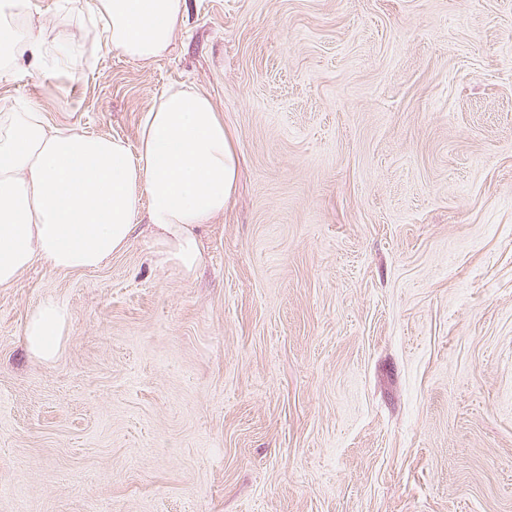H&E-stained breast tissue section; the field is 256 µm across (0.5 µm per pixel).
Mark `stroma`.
I'll return each instance as SVG.
<instances>
[{"instance_id": "stroma-1", "label": "stroma", "mask_w": 512, "mask_h": 512, "mask_svg": "<svg viewBox=\"0 0 512 512\" xmlns=\"http://www.w3.org/2000/svg\"><path fill=\"white\" fill-rule=\"evenodd\" d=\"M33 5L71 64L0 113L133 145L191 86L239 175L192 277L140 235L0 287V512H512V0H190L147 64ZM67 320L68 311L65 305L52 298L42 302L25 325L27 349L44 361L53 360L60 350Z\"/></svg>"}]
</instances>
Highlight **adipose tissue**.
<instances>
[{"instance_id":"ef3b65f1","label":"adipose tissue","mask_w":512,"mask_h":512,"mask_svg":"<svg viewBox=\"0 0 512 512\" xmlns=\"http://www.w3.org/2000/svg\"><path fill=\"white\" fill-rule=\"evenodd\" d=\"M186 0H91L98 41L131 60L166 53ZM46 65L31 0H0V71L20 56ZM136 146L118 137L51 127L33 110L0 114V286L40 261L58 271L102 267L142 233L158 263L193 276L203 261L199 231L235 190L232 137L206 94L167 90L140 113ZM68 311L47 299L25 325L27 349L53 360Z\"/></svg>"}]
</instances>
